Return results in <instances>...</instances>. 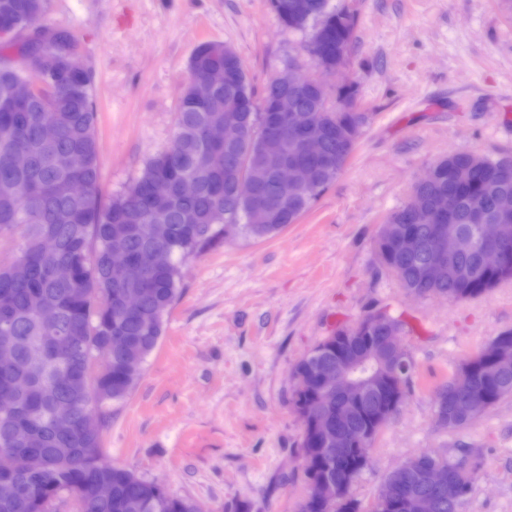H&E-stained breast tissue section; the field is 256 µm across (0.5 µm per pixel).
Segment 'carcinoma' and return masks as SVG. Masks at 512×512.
Here are the masks:
<instances>
[{"instance_id": "cac0c4a2", "label": "carcinoma", "mask_w": 512, "mask_h": 512, "mask_svg": "<svg viewBox=\"0 0 512 512\" xmlns=\"http://www.w3.org/2000/svg\"><path fill=\"white\" fill-rule=\"evenodd\" d=\"M297 0H269V7L290 31L302 35L304 49L312 50L317 40L336 54L342 42L353 43L357 19L345 24L344 7L331 0H304L308 8L298 12ZM47 0H0V27L16 32L33 27L42 17ZM215 41L198 45L189 61L190 85L177 109L171 146L145 165L139 179L125 192L102 200L99 192L100 161L97 136V109L89 74L77 76L55 71L52 81L24 104L15 103L12 93L21 81H36L40 73L18 64V60L41 47L43 53L60 58L73 48L70 36L61 31H37V38L25 44L15 57L0 55V232L18 229L23 243L20 254L0 266V348L14 359L12 370L0 371V389L11 390L20 409L0 415V451L20 456L24 465L9 478H0V512H56L55 500L68 494L75 512H196V503L157 488L133 470L112 465L104 456L103 426L89 425L94 413L108 405L124 402L142 375L145 360L163 336L166 319L177 299L182 265L221 240L243 236L265 240L296 223L313 207L326 189L342 173L356 144L344 139L345 131L362 124V112H348L356 104V91H339L336 101L326 99L316 86L294 94L295 116L319 126L325 148L338 156L333 170L317 169L315 188L301 195L283 192L276 182L277 166L265 164L257 156L262 143L276 125L271 102L279 95L276 78L268 80L263 93L256 95L246 70L237 66L224 71L211 67ZM248 98L251 108L240 113L243 139L235 146H212L204 139L209 125H222L224 107L234 100ZM52 107L48 114L45 109ZM59 124L58 137L47 143L41 136L45 117ZM73 151L86 156L78 173L68 170L66 157ZM24 154L30 164L25 170L13 165L14 156ZM442 179L428 186H414L411 194L421 198L439 193L452 197L454 213L448 222L453 233L478 241L472 215L481 213L486 222L502 218L500 202L512 200V159L490 158L458 151L434 164ZM190 177L197 183L192 195L179 191L181 181ZM257 183V193L244 201L234 193L240 178ZM410 202L392 211L386 223L397 230H413L420 249L401 256L393 247L380 251L393 267L390 275L401 288L422 297L448 301L478 298L503 281L512 279V267L486 272L478 252L453 259L461 278L440 288H429L417 277L429 257L432 233L426 224L408 222ZM279 207L268 224L253 221V212ZM153 224H167L172 234L164 244L149 233ZM50 233L57 249L42 252L37 239ZM170 253L171 261L151 273L137 268L115 280L112 278V252L131 257L157 246ZM74 267L71 280L59 282L52 271L60 262ZM127 288L143 289L139 306L126 309L123 295ZM51 310L52 323H45L40 312ZM511 340L499 342V358L489 363L478 351L453 366L448 380L437 389L434 421L442 430H457L512 397V329L499 332ZM121 336L131 346L126 351L112 346V337ZM334 332L317 344L325 360L336 358ZM407 369L399 379L390 380V391L404 403L414 370L412 351H407ZM385 368L380 359L367 360L351 373L354 379L369 378ZM292 404L309 417L301 422V451L306 481L305 496L298 512H384L377 501L366 504L354 494L339 499L316 501L311 484L336 481V461L324 446L314 442L318 435L315 421L326 425V433L336 434V398L325 394L315 379L310 362L302 357L293 366ZM453 399L463 412L448 410ZM378 396L364 394L352 415L348 429L368 434L366 451L352 454L348 472L357 484L372 470L371 455L380 432L389 420L373 419L371 409ZM62 403L73 405L71 419L54 415ZM34 435L36 445L17 448L11 443L16 432ZM435 462L459 476L460 496L448 500V493L432 488L424 478L426 465L409 458L383 477L397 491L404 508L398 512H419L421 500L435 503V512H462L474 490L482 467L481 458L468 448ZM106 477L112 497L101 501L95 496L97 481Z\"/></svg>"}]
</instances>
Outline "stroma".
<instances>
[{"label": "stroma", "mask_w": 512, "mask_h": 512, "mask_svg": "<svg viewBox=\"0 0 512 512\" xmlns=\"http://www.w3.org/2000/svg\"><path fill=\"white\" fill-rule=\"evenodd\" d=\"M358 16L346 72L367 120L346 168L297 223L218 242L183 266L181 295L126 401L105 414L109 462L204 512H296L306 492L291 369L324 336L403 311L411 390L374 445L364 500L429 449L467 443L482 468L463 512H512V397L438 430L434 389L452 363L512 328V280L475 300L408 297L380 267L378 228L415 179L457 151L512 156V0H345ZM93 79L99 191L130 187L173 139L193 50L230 44L255 91L304 54L267 0H48Z\"/></svg>", "instance_id": "35a3bbf8"}]
</instances>
